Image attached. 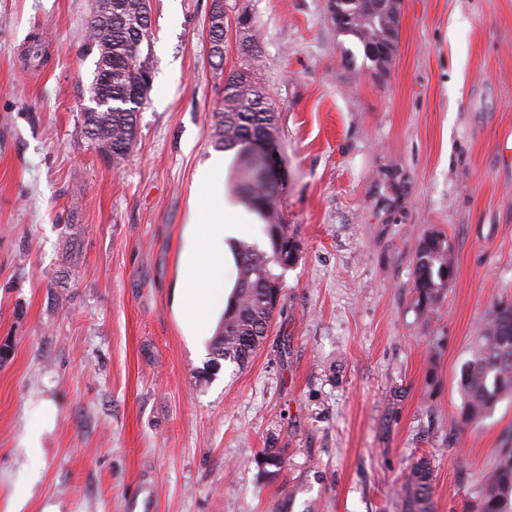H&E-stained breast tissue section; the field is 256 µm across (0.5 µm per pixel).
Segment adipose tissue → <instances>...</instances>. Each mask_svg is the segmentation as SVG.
Wrapping results in <instances>:
<instances>
[{
    "label": "adipose tissue",
    "instance_id": "adipose-tissue-1",
    "mask_svg": "<svg viewBox=\"0 0 512 512\" xmlns=\"http://www.w3.org/2000/svg\"><path fill=\"white\" fill-rule=\"evenodd\" d=\"M228 165V158L218 156L198 172L180 234L176 307L193 344L232 293L231 283H220L217 276L233 261V242L249 231L243 208L224 196L221 176Z\"/></svg>",
    "mask_w": 512,
    "mask_h": 512
}]
</instances>
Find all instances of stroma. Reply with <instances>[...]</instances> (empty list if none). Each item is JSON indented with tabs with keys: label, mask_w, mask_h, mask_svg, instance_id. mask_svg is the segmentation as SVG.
<instances>
[{
	"label": "stroma",
	"mask_w": 512,
	"mask_h": 512,
	"mask_svg": "<svg viewBox=\"0 0 512 512\" xmlns=\"http://www.w3.org/2000/svg\"><path fill=\"white\" fill-rule=\"evenodd\" d=\"M392 72L350 60L327 0L249 14L279 112L278 220L300 251L244 367L212 366L173 305L195 175L225 71L213 0H150L152 83L115 162L88 139L91 0H0V512H402L413 463L435 512H470L512 448V400L461 423L460 370L512 301V0H402ZM447 234L428 314L413 259ZM53 402L43 452L21 446ZM280 451L281 472L262 464Z\"/></svg>",
	"instance_id": "obj_1"
}]
</instances>
